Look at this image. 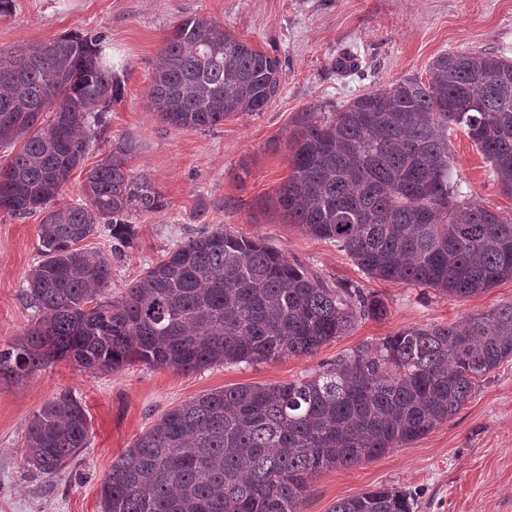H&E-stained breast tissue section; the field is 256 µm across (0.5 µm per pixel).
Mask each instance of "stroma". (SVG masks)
I'll use <instances>...</instances> for the list:
<instances>
[{"instance_id":"1","label":"stroma","mask_w":512,"mask_h":512,"mask_svg":"<svg viewBox=\"0 0 512 512\" xmlns=\"http://www.w3.org/2000/svg\"><path fill=\"white\" fill-rule=\"evenodd\" d=\"M191 16L211 17L279 58L280 89L263 111L232 116L210 131L160 121L148 98L154 67L174 26ZM90 32L103 35L122 95L106 116V143L87 154L86 168L108 153L109 143L133 139L129 168L166 202L134 218L132 246L112 263V298L203 225L224 224L330 285L377 294L388 315L360 321L310 356L189 372L137 363L94 374L62 360L19 384L1 380L0 512H100L113 458L167 410L212 390L311 378L324 364L400 329L446 325L512 301V279L451 298L370 278L335 244L288 223L271 202L291 172L288 136L299 113H331L363 93L426 77L431 61L450 51L512 60V0H13L11 13L0 15L5 49ZM345 56L354 58L355 70L337 69ZM449 140L462 192L512 218V196L500 191L472 142L459 130ZM40 221L36 214L0 212V344L33 322L22 288L40 259ZM64 391L88 411L89 444L57 474L41 475L22 459L28 422ZM380 486L410 493L413 512H512V361L485 375L461 410L424 437L374 461L317 474L300 512H331L339 500Z\"/></svg>"}]
</instances>
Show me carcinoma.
I'll use <instances>...</instances> for the list:
<instances>
[{
    "mask_svg": "<svg viewBox=\"0 0 512 512\" xmlns=\"http://www.w3.org/2000/svg\"><path fill=\"white\" fill-rule=\"evenodd\" d=\"M103 36L73 33L0 48V211L43 215L41 260L26 276L30 328L0 345V379L19 383L57 360L111 372L135 363L196 371L311 355L360 319H382L376 294L330 286L278 250L207 226L151 264L117 300L105 296V254L80 243L130 245L131 219L165 207L128 169L123 140L86 172L84 200L59 204L101 140L122 93ZM278 58L215 20H182L148 90L172 128L210 130L261 112L280 87ZM461 129L512 196V60L443 53L427 81L408 77L321 118L301 112L288 139L292 170L273 207L336 243L368 276L478 295L512 279V218L461 194L450 177L448 132ZM512 360V302L448 325L410 326L310 379L238 385L163 413L112 460L102 512H299L311 479L375 460L452 418L481 378ZM89 414L70 392L33 413L23 461L54 475L88 444ZM380 487L332 512H412Z\"/></svg>",
    "mask_w": 512,
    "mask_h": 512,
    "instance_id": "obj_1",
    "label": "carcinoma"
}]
</instances>
